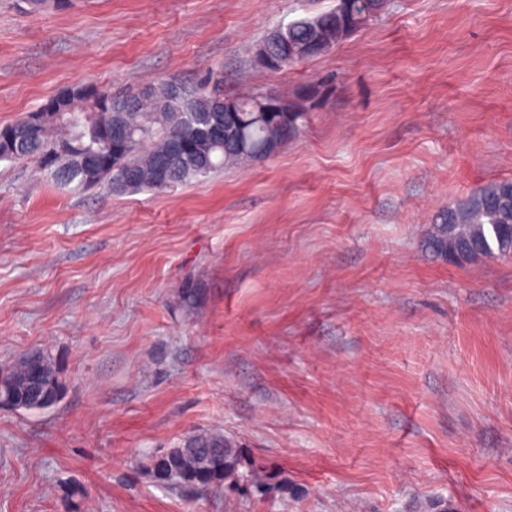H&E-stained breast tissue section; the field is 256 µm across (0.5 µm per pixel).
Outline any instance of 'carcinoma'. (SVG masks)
Masks as SVG:
<instances>
[{
  "instance_id": "carcinoma-1",
  "label": "carcinoma",
  "mask_w": 512,
  "mask_h": 512,
  "mask_svg": "<svg viewBox=\"0 0 512 512\" xmlns=\"http://www.w3.org/2000/svg\"><path fill=\"white\" fill-rule=\"evenodd\" d=\"M387 0H340L335 8L298 18L270 32L254 49L255 62L269 68L265 50L277 40L291 63L326 54L381 16ZM322 85L307 84L293 100L270 95L226 96L221 79L209 72L190 87L160 82L135 93L109 85L66 88L42 104L47 113L29 121L26 113L0 126V161H33L53 179L78 191L101 185L125 194L164 191L205 178L227 166L253 162L267 147L275 151L293 137ZM231 111H224V106ZM130 171L133 177L124 178ZM512 224V180L481 186L465 199L439 210L425 246L448 259V234L482 240L497 254L496 233ZM66 389L56 360L48 352L27 364L0 368V401L37 412L36 401L54 407ZM241 452L224 435L198 431L175 448L152 457L145 468L161 486L204 496L224 482L245 480L256 492L270 490L263 470L240 471Z\"/></svg>"
}]
</instances>
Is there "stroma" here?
<instances>
[{"mask_svg": "<svg viewBox=\"0 0 512 512\" xmlns=\"http://www.w3.org/2000/svg\"><path fill=\"white\" fill-rule=\"evenodd\" d=\"M335 4L0 0V125L210 69L228 94L326 89L274 157L162 193L0 162V365L46 348L66 382L0 406V512H512V257L422 246L512 179V0H388L323 56L255 64ZM201 430L271 490L157 485L146 458Z\"/></svg>", "mask_w": 512, "mask_h": 512, "instance_id": "stroma-1", "label": "stroma"}]
</instances>
